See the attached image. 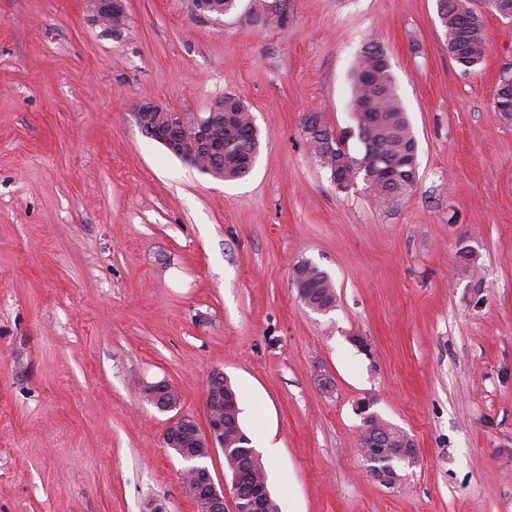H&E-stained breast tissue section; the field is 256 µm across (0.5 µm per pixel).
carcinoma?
I'll return each mask as SVG.
<instances>
[{
    "instance_id": "1",
    "label": "carcinoma",
    "mask_w": 512,
    "mask_h": 512,
    "mask_svg": "<svg viewBox=\"0 0 512 512\" xmlns=\"http://www.w3.org/2000/svg\"><path fill=\"white\" fill-rule=\"evenodd\" d=\"M252 21L262 27L282 29L288 0H250ZM437 16L445 30L448 55L463 71L470 72L481 64L487 51L485 26L473 0H437ZM495 99V115L512 123V74L501 77ZM224 111L233 113L224 129V153L201 162L185 156L183 160L203 174L224 180L247 176L259 153L258 133L252 112L242 99L226 96L218 102ZM350 113L355 129L350 134L360 143L353 154L346 146V137H309L307 142L318 165L336 169V189L346 190L362 180L365 190L380 204H387L412 192L418 177V141L407 112L396 89L390 59L379 45H366L357 57L352 71ZM334 139L343 148L329 156L326 139ZM295 288L305 292L307 301L316 306L336 303V289L328 273L315 266H302L301 278ZM238 404L224 405L225 464L246 473L248 486L267 480L266 469L258 454L239 448L242 427Z\"/></svg>"
}]
</instances>
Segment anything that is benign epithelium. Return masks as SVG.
<instances>
[{"label": "benign epithelium", "mask_w": 512, "mask_h": 512, "mask_svg": "<svg viewBox=\"0 0 512 512\" xmlns=\"http://www.w3.org/2000/svg\"><path fill=\"white\" fill-rule=\"evenodd\" d=\"M95 22L112 25V20H125V0H88ZM135 118L141 132L148 138L164 145L174 155L186 154V145H191L196 153H222L224 144L212 137L213 125L218 123L215 112L204 118L186 121L177 112H170L151 102L136 106ZM224 374H213L208 382L205 411L207 427L201 428L196 419L188 414L177 412L179 397L167 382L147 387V400L161 411H176L169 418L164 431V442L174 449L188 463L182 471V481L187 494L197 507V512H252L256 504L238 494V487L245 482V474L232 470L231 500H226L224 487L215 483L209 469L200 464L201 458H208L216 448L224 447V414L215 407L224 402ZM374 477L382 484L393 487L402 477L395 473L394 466L373 469Z\"/></svg>", "instance_id": "7a95c632"}]
</instances>
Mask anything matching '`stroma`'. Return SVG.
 <instances>
[{"instance_id": "35a3bbf8", "label": "stroma", "mask_w": 512, "mask_h": 512, "mask_svg": "<svg viewBox=\"0 0 512 512\" xmlns=\"http://www.w3.org/2000/svg\"><path fill=\"white\" fill-rule=\"evenodd\" d=\"M125 4L113 33L85 0H0V512H195L143 391L168 382L202 424L217 372L275 447L280 512H512V123L493 113L512 19L475 0L488 49L465 73L436 0H290L284 32ZM371 42L418 141L417 185L385 207L336 189L303 132L350 127ZM227 95L259 131L238 180L134 117ZM305 263L331 311L298 298ZM364 401L415 442L396 487L358 451ZM301 278L295 288H302L307 301L314 306H327L336 303V289L328 273L309 264H303Z\"/></svg>"}]
</instances>
